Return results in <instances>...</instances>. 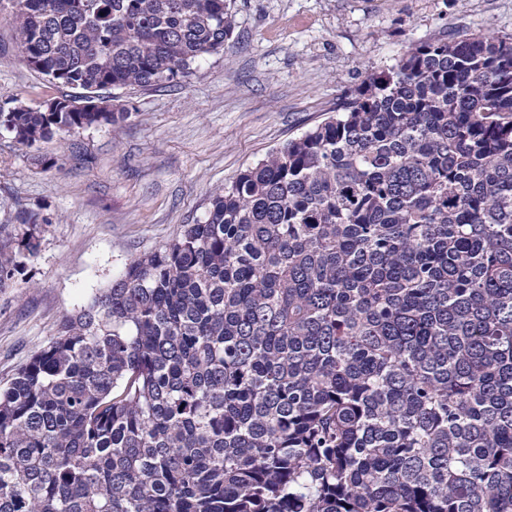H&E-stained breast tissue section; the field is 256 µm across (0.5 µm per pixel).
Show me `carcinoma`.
Returning a JSON list of instances; mask_svg holds the SVG:
<instances>
[{
  "label": "carcinoma",
  "instance_id": "1",
  "mask_svg": "<svg viewBox=\"0 0 512 512\" xmlns=\"http://www.w3.org/2000/svg\"><path fill=\"white\" fill-rule=\"evenodd\" d=\"M0 19L86 102L187 78L235 24L230 0ZM125 111L21 103L0 133ZM14 220L0 285L41 244ZM0 512H512V35L408 44L65 316L0 389Z\"/></svg>",
  "mask_w": 512,
  "mask_h": 512
}]
</instances>
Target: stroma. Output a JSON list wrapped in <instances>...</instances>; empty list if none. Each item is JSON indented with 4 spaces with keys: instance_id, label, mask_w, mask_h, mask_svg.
Listing matches in <instances>:
<instances>
[{
    "instance_id": "stroma-1",
    "label": "stroma",
    "mask_w": 512,
    "mask_h": 512,
    "mask_svg": "<svg viewBox=\"0 0 512 512\" xmlns=\"http://www.w3.org/2000/svg\"><path fill=\"white\" fill-rule=\"evenodd\" d=\"M223 51L184 81L114 90L128 114L39 146L48 167L0 134V224L45 218L41 246L0 286V387L45 348L63 317L129 260L203 221L214 193L269 151L335 115L365 74L409 42L494 29L512 0H234ZM24 63L0 23V106L70 94Z\"/></svg>"
}]
</instances>
